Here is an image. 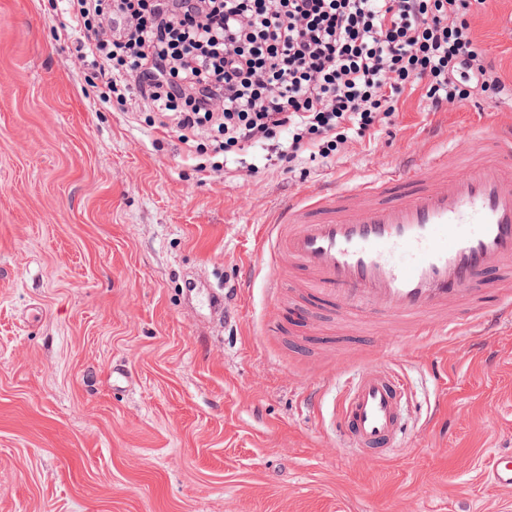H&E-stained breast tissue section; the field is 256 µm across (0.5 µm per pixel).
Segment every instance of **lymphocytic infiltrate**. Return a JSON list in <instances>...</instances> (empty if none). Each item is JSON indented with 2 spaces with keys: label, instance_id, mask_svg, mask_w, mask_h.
<instances>
[{
  "label": "lymphocytic infiltrate",
  "instance_id": "lymphocytic-infiltrate-1",
  "mask_svg": "<svg viewBox=\"0 0 512 512\" xmlns=\"http://www.w3.org/2000/svg\"><path fill=\"white\" fill-rule=\"evenodd\" d=\"M471 0H112L111 59L85 36L82 62L184 140L276 163L327 156L337 129L365 135L382 105L426 84L433 111L457 98L455 69L493 77L464 18Z\"/></svg>",
  "mask_w": 512,
  "mask_h": 512
}]
</instances>
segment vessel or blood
I'll return each mask as SVG.
<instances>
[{"label": "vessel or blood", "mask_w": 512, "mask_h": 512, "mask_svg": "<svg viewBox=\"0 0 512 512\" xmlns=\"http://www.w3.org/2000/svg\"><path fill=\"white\" fill-rule=\"evenodd\" d=\"M484 156L448 171L451 151L391 169L341 191L304 195L266 230L267 285L302 289L287 327L314 310L386 325L387 343L426 340L461 327L512 319V126L476 141ZM405 387L387 363L359 371L340 415L339 437L360 457H382L406 430ZM490 482L512 489V453L488 462Z\"/></svg>", "instance_id": "1"}]
</instances>
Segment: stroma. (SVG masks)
I'll return each mask as SVG.
<instances>
[{
    "label": "stroma",
    "instance_id": "stroma-1",
    "mask_svg": "<svg viewBox=\"0 0 512 512\" xmlns=\"http://www.w3.org/2000/svg\"><path fill=\"white\" fill-rule=\"evenodd\" d=\"M64 8L0 0V512H512L485 478L512 452L511 323L404 337L405 448L359 459L331 422L380 325L267 334L257 264L286 203L512 123V0L466 15L501 86L442 112L415 86L370 135L253 174L117 102Z\"/></svg>",
    "mask_w": 512,
    "mask_h": 512
}]
</instances>
